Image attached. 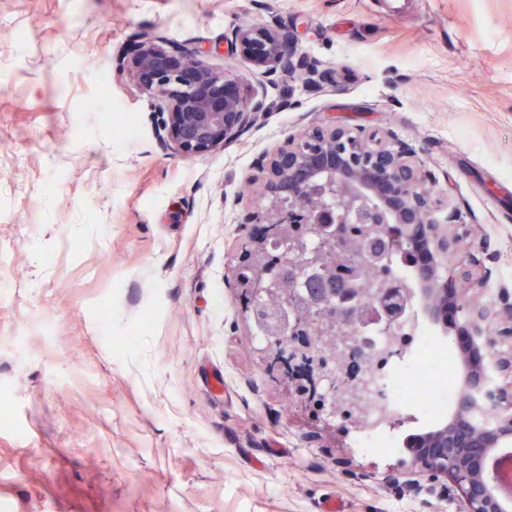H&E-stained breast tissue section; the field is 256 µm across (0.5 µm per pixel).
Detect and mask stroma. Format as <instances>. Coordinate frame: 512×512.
<instances>
[{
	"label": "stroma",
	"mask_w": 512,
	"mask_h": 512,
	"mask_svg": "<svg viewBox=\"0 0 512 512\" xmlns=\"http://www.w3.org/2000/svg\"><path fill=\"white\" fill-rule=\"evenodd\" d=\"M248 25L293 29L334 84L264 82L224 44ZM140 33L264 111L172 154L121 68ZM335 124L415 148L471 233L449 273L512 303V0H0V512H459L388 481L404 451L289 410L230 286L261 164Z\"/></svg>",
	"instance_id": "35a3bbf8"
}]
</instances>
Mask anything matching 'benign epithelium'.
Here are the masks:
<instances>
[{"instance_id":"1","label":"benign epithelium","mask_w":512,"mask_h":512,"mask_svg":"<svg viewBox=\"0 0 512 512\" xmlns=\"http://www.w3.org/2000/svg\"><path fill=\"white\" fill-rule=\"evenodd\" d=\"M224 42L271 84L298 73L309 84L332 81L286 27H236ZM124 68L163 102L162 142L183 158L224 146L263 111L230 71H212L201 51L183 44L136 40ZM261 174L271 205L248 224L242 255L234 256V287L251 328L270 339L295 404L359 406L374 357L370 333L396 337L407 320H433L450 307L464 362L452 412L388 480L417 492L424 480L434 488L446 479L461 512H512V485L504 486L500 468L512 456V306L483 299L484 279L469 270L454 280L443 274L466 229L454 210L444 223L434 219L440 200L416 151L364 128L314 127L289 136ZM418 242L426 260L408 280L395 275V258ZM338 335L339 360L323 353Z\"/></svg>"}]
</instances>
